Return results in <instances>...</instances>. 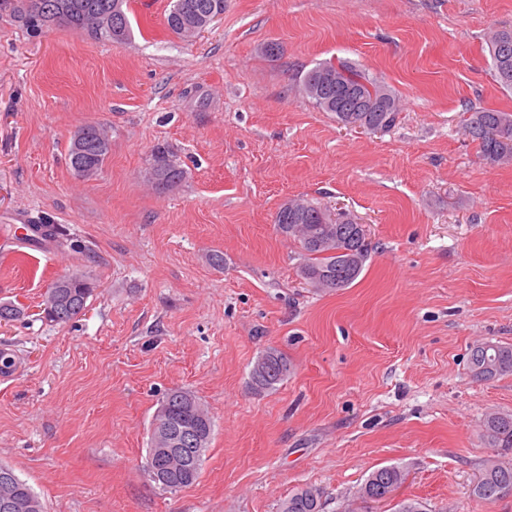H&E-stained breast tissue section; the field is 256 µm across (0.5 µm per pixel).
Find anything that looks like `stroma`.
Returning <instances> with one entry per match:
<instances>
[{
    "mask_svg": "<svg viewBox=\"0 0 512 512\" xmlns=\"http://www.w3.org/2000/svg\"><path fill=\"white\" fill-rule=\"evenodd\" d=\"M169 9L131 0V36L111 42L30 33L0 0V244L21 214L64 232L48 256L0 253V301L24 310L0 324L17 360L0 375V462L46 512H279L306 484L341 512L387 465L407 481L370 512L413 496L430 512H512V491L472 494L493 453L482 420L512 414V375L468 369L473 345L512 344V166L462 129L464 112L512 111L487 46L512 29V0H224L190 40ZM329 60L397 93L395 127L344 126L297 92ZM88 123L111 150L84 181L67 148ZM160 144L186 171L164 192L149 180ZM291 198L366 225L351 286L300 278L303 251L274 224ZM72 274L94 293L50 322L42 297ZM270 346L290 371L258 394L249 372ZM172 388L214 421L180 491L143 472Z\"/></svg>",
    "mask_w": 512,
    "mask_h": 512,
    "instance_id": "obj_1",
    "label": "stroma"
}]
</instances>
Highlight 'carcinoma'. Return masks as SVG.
<instances>
[{
	"instance_id": "cac0c4a2",
	"label": "carcinoma",
	"mask_w": 512,
	"mask_h": 512,
	"mask_svg": "<svg viewBox=\"0 0 512 512\" xmlns=\"http://www.w3.org/2000/svg\"><path fill=\"white\" fill-rule=\"evenodd\" d=\"M55 0H14L13 13L26 29L37 33L44 29L41 15L44 8ZM97 9L112 10V32L99 31L92 26L94 12L72 10L58 19H51L48 26H64L76 33L85 34L94 40L122 42L130 36V20L124 6L128 0H77ZM224 11V0H171L166 17L168 28L180 33L178 21L192 20L200 27H206L210 16ZM489 54L499 84L512 90V30H498L489 40ZM300 89L324 112H331L338 122L345 125L365 127L377 123L384 130L391 129L399 115L398 98L393 89L385 83L371 78L356 65L340 60L336 63L325 61L308 70L301 79ZM463 129L486 160L495 164H512V112L483 109L469 113L464 119ZM99 127L85 125L76 133L84 134V154L90 166L98 172L102 169L109 151V142H100ZM152 176L160 191L173 189L185 178V170L164 146H158L153 153ZM306 220L294 221V212L282 206L275 224L279 233H288V238L297 241L304 252V263L300 273L314 289H319L317 278L323 275L346 288L360 276L370 252L365 236L352 228L349 220L335 223L320 222L322 209L305 201ZM314 229L321 237V245L312 247L298 227ZM94 291L93 286H82L64 276L48 288L43 300L45 318L56 323H68L80 316L87 300ZM269 354L265 371L250 370L251 385L262 386V391L276 389L284 381L289 364L275 348L266 350ZM469 370L479 380H491L512 374V344L481 343L470 351ZM168 425H182L197 433L193 451H175L180 463L172 471H162L151 476V460L155 450L166 448L162 442V428ZM482 437L498 452L489 456L482 464L481 474L473 487L475 497L492 500L506 490H512V415L490 413L483 419ZM214 422L199 403L196 396L185 389L169 390L152 417L149 429L147 455L143 471L151 481L167 491H177L196 484L199 480L205 456L210 448ZM407 474L397 465L382 466L372 471L361 485L357 496L347 504L346 512H364L367 504L389 499L406 482ZM320 490L313 485L298 488L280 503L279 512H322ZM0 512H45L39 495L20 478L15 470L0 463Z\"/></svg>"
}]
</instances>
